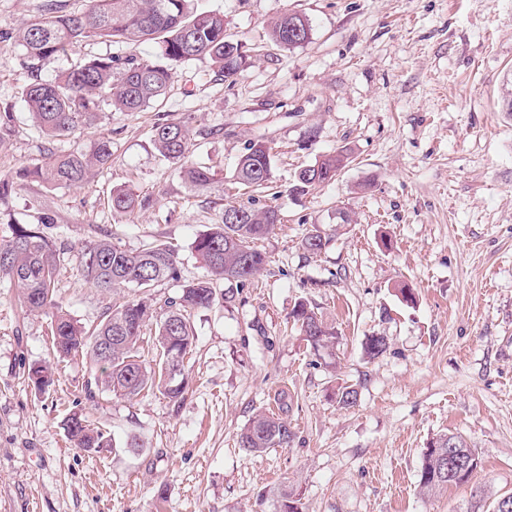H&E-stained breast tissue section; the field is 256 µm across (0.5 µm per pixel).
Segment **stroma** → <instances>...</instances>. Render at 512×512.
Segmentation results:
<instances>
[{"label":"stroma","mask_w":512,"mask_h":512,"mask_svg":"<svg viewBox=\"0 0 512 512\" xmlns=\"http://www.w3.org/2000/svg\"><path fill=\"white\" fill-rule=\"evenodd\" d=\"M223 14L247 64L235 83L210 60L176 64L160 107L104 112L95 131L71 139L39 133L24 106L30 61L0 42V179L76 147L112 143V163L79 188L30 181L0 197V237L10 224L49 220L63 254L56 290L91 328L113 304L148 296L154 306L204 276L192 243L229 203L273 205L280 224L262 243L265 269L251 285L191 316L185 398L145 391L87 398V355L52 353L50 320L25 312L0 275V512H271L277 490L304 512H463L472 492L512 493V113L501 87L512 76V0H196ZM305 16L311 35L288 50L273 20ZM191 129V163L216 185L194 193L161 158L159 118ZM272 152L271 190L236 184L250 142ZM349 160L336 180L303 196L293 176L321 156ZM121 188L139 200L113 213ZM351 221L338 223L337 212ZM331 241L312 255V228ZM108 230L139 250L174 247L179 277L148 291L106 292L86 282L82 242ZM415 294L402 300L398 286ZM308 301L337 330L334 358H320L291 327ZM389 347L370 360L367 339ZM50 364L54 383L27 377ZM359 393L340 407L341 387ZM288 421L293 446L250 454L238 434L258 410ZM81 413L115 444L73 447L63 423ZM442 433L462 435L482 463L469 483L421 493L423 454Z\"/></svg>","instance_id":"1"}]
</instances>
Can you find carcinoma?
<instances>
[{"label": "carcinoma", "instance_id": "obj_1", "mask_svg": "<svg viewBox=\"0 0 512 512\" xmlns=\"http://www.w3.org/2000/svg\"><path fill=\"white\" fill-rule=\"evenodd\" d=\"M194 0H92L85 11L64 14L55 4L47 12L19 29L16 44L32 61H64L56 74L35 76L25 89L24 101L35 127L44 135L62 139L92 130L102 117V107L116 112H141L161 102L173 81V64L208 58L216 74L233 82L242 71L240 43L225 33L224 16L192 7ZM270 36L277 45L292 49L310 39L305 17L294 12L280 14L271 24ZM97 39L112 45L134 48L144 42L159 44V54L124 58L110 54L90 56L70 63V52L77 45ZM154 145L168 161L181 164L180 174L190 189L204 191L215 182L207 166L186 164L191 152L190 131L182 120H162L154 126ZM342 153L325 156L312 169L300 170L292 191L304 193L331 182L345 166ZM112 163V146L98 141L91 152L73 149L54 154L33 167L18 168L11 179L0 183V192L8 193L16 184L40 179L53 186L80 187L93 168ZM235 177L239 183L268 187L272 181L271 155L260 142H252L238 160ZM112 211L131 213L137 206L135 196L124 190L112 191ZM279 221L272 206L256 208L237 203L224 208L221 223L214 224L195 238L192 249L210 277L185 284L178 295L165 302L161 315L145 301L126 300L115 304L98 325L87 329L63 310L56 295L60 253L52 247L38 224H15L11 236L0 240V273L14 281L21 305L31 313L51 318L56 352L63 356L88 354L99 372L85 385L86 396L98 392L132 399L144 390H156L171 401L184 398L187 378L181 373L172 382L163 378V364L170 340L179 339L173 353L184 365V353L192 351L194 333L189 321L193 310L210 307L216 298L212 281L224 279L243 286L261 272L267 257L257 243L265 239ZM328 238L315 227L303 237L302 248L318 254ZM77 259L87 281L96 288L117 290L129 285L146 289L155 283L178 278V254L166 243H155L140 251H129L112 243L108 233L77 248ZM157 322V342L161 356L155 366H146L136 353V345L146 322ZM293 321L311 347L328 356L336 348V326L326 322L304 301L295 305ZM387 349V337L372 336L365 354L373 359ZM65 432L74 446L86 452L110 447L108 436L74 413L65 421ZM295 433L288 422L273 413H256L241 430V448L260 453L269 448H284L294 442ZM453 448L470 457L476 450L458 434H440L432 439L424 454L419 487L425 494H435L450 485L468 482L439 475L442 455ZM274 512H303L300 500L281 491L273 503Z\"/></svg>", "mask_w": 512, "mask_h": 512}]
</instances>
